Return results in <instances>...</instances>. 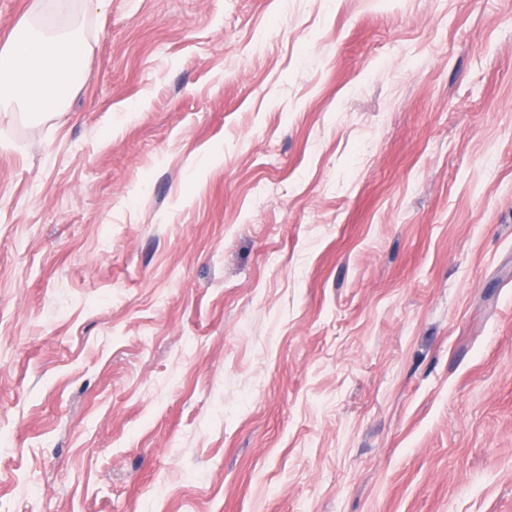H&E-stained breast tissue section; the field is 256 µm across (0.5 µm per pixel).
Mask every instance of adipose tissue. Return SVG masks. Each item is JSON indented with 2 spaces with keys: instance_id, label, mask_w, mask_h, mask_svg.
I'll use <instances>...</instances> for the list:
<instances>
[{
  "instance_id": "1",
  "label": "adipose tissue",
  "mask_w": 512,
  "mask_h": 512,
  "mask_svg": "<svg viewBox=\"0 0 512 512\" xmlns=\"http://www.w3.org/2000/svg\"><path fill=\"white\" fill-rule=\"evenodd\" d=\"M107 2L32 0L27 20L0 48V102L24 112L65 111L87 46L79 20L102 12Z\"/></svg>"
}]
</instances>
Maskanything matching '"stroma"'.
<instances>
[{
    "mask_svg": "<svg viewBox=\"0 0 512 512\" xmlns=\"http://www.w3.org/2000/svg\"><path fill=\"white\" fill-rule=\"evenodd\" d=\"M0 108V512H512V0H109Z\"/></svg>",
    "mask_w": 512,
    "mask_h": 512,
    "instance_id": "35a3bbf8",
    "label": "stroma"
}]
</instances>
